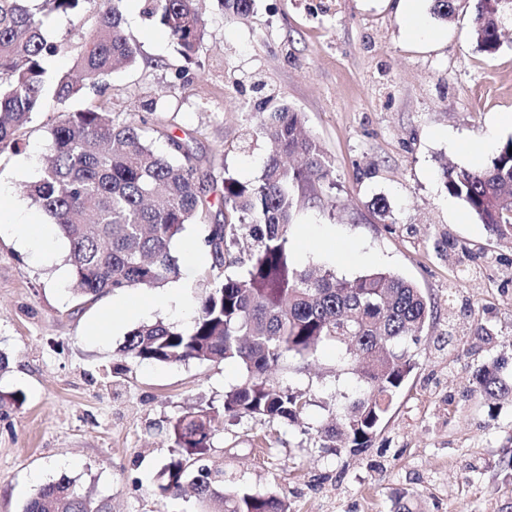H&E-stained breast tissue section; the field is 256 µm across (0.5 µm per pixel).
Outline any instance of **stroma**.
Segmentation results:
<instances>
[{"label":"stroma","mask_w":512,"mask_h":512,"mask_svg":"<svg viewBox=\"0 0 512 512\" xmlns=\"http://www.w3.org/2000/svg\"><path fill=\"white\" fill-rule=\"evenodd\" d=\"M143 7L122 3L138 56L106 79L113 119L194 132L201 172L219 186L228 174H261L267 143L252 134L254 113L300 112L332 160L335 186L296 212L295 263L349 279L386 269L434 307L413 347L417 365L370 448L352 455L307 433L329 420L332 395L356 384L335 374L328 348L302 371L273 372L308 391L299 423L244 417L220 426L209 460L223 468L225 487L277 492L292 512H393L401 491L416 512H501L512 502V479L498 467L512 455V400L474 392L473 372L495 359L512 366V247L491 239L446 192L442 168L487 166L512 137V123L501 121L512 113V30L487 55L470 14L440 22L430 0H417L411 18L398 0H256L243 20L204 0L207 34L188 62ZM44 29L69 42L46 60L48 76L74 72L80 48L69 18L50 16ZM84 104L49 101L21 130L19 148L0 149V206L19 220H42L21 187L39 177L61 111ZM380 196L394 223L373 213ZM48 238L45 260L0 235V351L9 357L0 389L21 395L0 415V512H22L38 487L64 475L109 500L112 512H199L193 494L156 490L170 457L166 423L221 405L239 365L121 361L118 350L141 321L180 326L183 318H113L111 293L77 301L68 242L53 224ZM480 323L495 330V343L477 346Z\"/></svg>","instance_id":"1"}]
</instances>
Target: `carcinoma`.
Returning a JSON list of instances; mask_svg holds the SVG:
<instances>
[{
  "mask_svg": "<svg viewBox=\"0 0 512 512\" xmlns=\"http://www.w3.org/2000/svg\"><path fill=\"white\" fill-rule=\"evenodd\" d=\"M0 0V148L18 145L16 132L46 99L45 59L65 42L45 36L37 13L64 14L80 40L75 79L59 76V103L97 87L113 70L132 66L137 48L123 30L121 3L96 11L97 0ZM434 17L446 22L474 8L479 50L496 53L500 31L512 25V0H431ZM224 12L245 18L254 0H217ZM144 12L168 32L185 58L195 55L206 32L198 0H144ZM167 152L154 148V135ZM255 134L266 139L268 156L254 182L224 177V223L207 225L203 244L210 260L199 271L207 288L198 298L193 325L184 329L157 320L134 329L119 352L138 362L169 364L233 361L242 380L224 390L221 406L187 410L169 420L168 462L158 474L163 496L184 486L207 504L201 512H290L274 492L224 488V472L204 464L218 424L226 417H259L295 422L309 405L307 392L281 385L273 366L309 362L334 348L336 375L348 371L359 390L334 402L333 422L315 428L324 448L358 454L371 445L395 397L415 367L412 346L433 316L431 301L412 282L385 270L346 279L330 269H301L293 261L290 228L300 203L318 197L316 188L333 182L332 163L320 143L302 131L300 113L288 106L256 115ZM148 126L143 120L117 122L91 102L63 112L50 131L51 156L38 179L22 187L56 224L69 244L72 288L78 298L156 288L182 275L173 246L187 226L209 209L210 185L200 175L189 141ZM512 138L490 165L446 169V192L461 199L490 236L512 244ZM249 237L255 249L231 256ZM476 391L488 399L512 398V373L498 360L474 371ZM23 512H110L106 499L82 491L62 476L40 488Z\"/></svg>",
  "mask_w": 512,
  "mask_h": 512,
  "instance_id": "carcinoma-1",
  "label": "carcinoma"
}]
</instances>
